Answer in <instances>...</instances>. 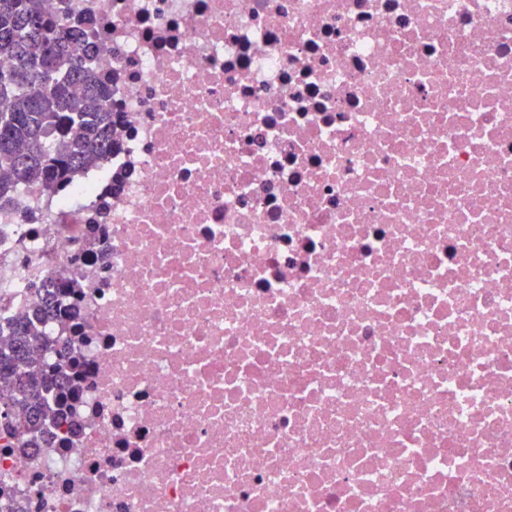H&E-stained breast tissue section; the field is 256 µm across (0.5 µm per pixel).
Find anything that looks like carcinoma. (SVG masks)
<instances>
[{
    "label": "carcinoma",
    "mask_w": 512,
    "mask_h": 512,
    "mask_svg": "<svg viewBox=\"0 0 512 512\" xmlns=\"http://www.w3.org/2000/svg\"><path fill=\"white\" fill-rule=\"evenodd\" d=\"M14 58L0 70V206L10 202L13 188L40 182L49 189L78 169L112 151L113 113L105 90L85 69L82 34L64 30L40 8L38 0H0V51ZM81 84L85 91L73 92ZM74 289L45 281L35 289L33 315L49 314L56 298ZM37 339L34 320L12 330L9 348L0 351V429L38 434L45 419L62 411L74 393V372L59 367H22L33 361ZM21 408L23 418L12 415Z\"/></svg>",
    "instance_id": "cac0c4a2"
}]
</instances>
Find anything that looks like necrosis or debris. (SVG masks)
<instances>
[{"instance_id": "obj_1", "label": "necrosis or debris", "mask_w": 512, "mask_h": 512, "mask_svg": "<svg viewBox=\"0 0 512 512\" xmlns=\"http://www.w3.org/2000/svg\"><path fill=\"white\" fill-rule=\"evenodd\" d=\"M41 4L119 119L0 208V512H512V0ZM68 283L44 281L40 287L34 288V301L32 303L33 315L49 314L60 294H73L74 288H67ZM37 336L32 318L12 330L9 348L0 351V378L5 380L0 388V426L5 432L40 433L45 419L50 414H61L74 393L71 381L76 371H65L63 367L48 371L39 366L32 372L22 370L33 361ZM15 406L21 408L22 420L13 417Z\"/></svg>"}]
</instances>
